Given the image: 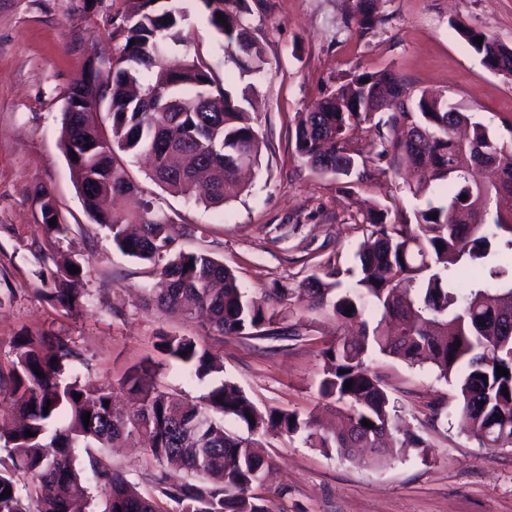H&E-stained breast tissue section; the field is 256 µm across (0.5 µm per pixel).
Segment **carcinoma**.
I'll list each match as a JSON object with an SVG mask.
<instances>
[{
	"label": "carcinoma",
	"mask_w": 512,
	"mask_h": 512,
	"mask_svg": "<svg viewBox=\"0 0 512 512\" xmlns=\"http://www.w3.org/2000/svg\"><path fill=\"white\" fill-rule=\"evenodd\" d=\"M201 2L239 69L260 74L264 49L247 16L261 8V0ZM373 3L352 0L347 25L362 33L374 29ZM219 13L226 22L219 21ZM123 21L125 42L119 56L108 60L106 79L95 76L90 88L83 78L73 88H90L89 99L98 104L108 100L110 131L96 125L89 112L63 113L62 146L87 215L107 229L122 253L161 265L166 288L152 298L154 305L181 306L188 318L218 336L296 335L284 326L281 312L249 296L234 272L210 255L180 252L164 259L175 227L154 214L152 202L126 212L112 206L116 195L140 193L124 154L147 152L149 178L161 188L187 195L201 187L207 202L224 204L243 191L238 175L258 164L262 145L257 118L244 107L247 94L235 100L193 59L164 63V46L185 39L184 15L172 0H129ZM455 31L489 71H512V47L462 24ZM479 37L480 45L474 43ZM361 124L378 137L364 153L351 140ZM462 126L470 128L465 141L456 135ZM294 147L313 172L347 184L369 160H387L396 175L424 174L409 185L413 196L426 200L413 211V222L403 214L391 216L387 207L363 214L352 287H342L344 271L336 264L307 276L298 289L309 309H326L336 320L359 326L357 336L323 350L319 395L347 420L345 429L324 433L313 415L297 411L261 412L229 380L197 403L183 402L152 383L153 366L147 363L131 368L122 381L139 397V406L125 411L116 406L110 385L62 380L66 363L78 357L66 341L17 336L11 367L0 371V396L12 403V422L0 421L9 459L0 465V494L11 490L0 498V512H76L91 496L74 448L110 447L136 435L147 439L154 459L175 456L195 476L157 481L159 496L180 512H270L265 498L252 493L268 468L253 450L254 433L304 432L311 447L328 455L345 458L363 448L372 463L385 457L398 410L368 365L376 355L397 357L411 367L430 365L454 387L457 410L479 444L512 449V142L490 133L441 93L411 96L404 78L383 68L347 75L301 113ZM38 202L41 228L48 234L59 209L47 192ZM439 243L444 248H437ZM82 277L83 271L74 274L65 267L53 298L73 307ZM156 349L188 366L200 381L223 372L218 356L192 336L161 334ZM498 366L508 375L497 376ZM219 414L243 424L248 435L226 431ZM364 419L374 426L363 425ZM28 430L35 436H25ZM88 464L106 499L105 512H163L157 499L142 495L121 470L92 455ZM20 476L31 483L25 498Z\"/></svg>",
	"instance_id": "cac0c4a2"
}]
</instances>
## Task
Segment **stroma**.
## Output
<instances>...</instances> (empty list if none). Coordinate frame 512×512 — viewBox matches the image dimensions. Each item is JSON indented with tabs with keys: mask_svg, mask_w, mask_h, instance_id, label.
<instances>
[{
	"mask_svg": "<svg viewBox=\"0 0 512 512\" xmlns=\"http://www.w3.org/2000/svg\"><path fill=\"white\" fill-rule=\"evenodd\" d=\"M174 4L185 15L186 40L168 46L166 61L198 57L217 85L248 91L258 114L260 164L237 199L209 208L161 189L135 155L126 168L155 214L175 225L173 251L218 259L256 298L277 283L296 288L331 262L354 267L367 207L409 214L418 205L386 162L368 163L362 182L348 190L296 156L291 133L299 113L343 77L389 66L411 93H445L493 133L506 135L512 124V77L488 71L455 31L462 23L512 47V0H380L381 21L367 34L345 26L348 0H264L248 18L267 60L257 77L239 72L201 0ZM126 6L127 0H0V366L13 357L14 337L59 336L79 354L66 367L68 379L115 383L149 359L157 383L186 398L227 379L259 409L309 413L320 401L322 351L347 333L346 325L305 311L291 297L281 306L296 337L207 333L178 312L152 306L153 265L123 254L84 211L60 142L63 111L90 63L121 51L117 28ZM40 191L55 198L63 217L49 236L40 228ZM68 262L84 270L80 304L69 310L47 297ZM162 333L194 337L222 359L223 375L197 380L155 349ZM371 366L404 427L424 437L427 448L366 465L325 455L301 433L264 436L270 512H512V451L478 444L457 415L453 386L395 358ZM97 455L146 496L168 472L139 447Z\"/></svg>",
	"mask_w": 512,
	"mask_h": 512,
	"instance_id": "obj_1",
	"label": "stroma"
}]
</instances>
